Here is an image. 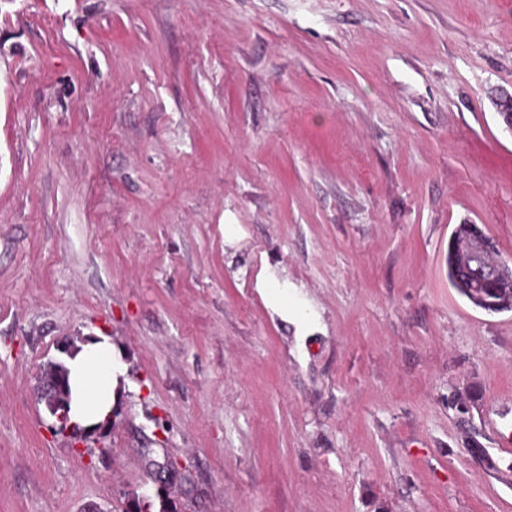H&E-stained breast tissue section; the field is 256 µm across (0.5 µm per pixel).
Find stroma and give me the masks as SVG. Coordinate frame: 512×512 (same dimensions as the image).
Returning a JSON list of instances; mask_svg holds the SVG:
<instances>
[{"instance_id": "obj_1", "label": "stroma", "mask_w": 512, "mask_h": 512, "mask_svg": "<svg viewBox=\"0 0 512 512\" xmlns=\"http://www.w3.org/2000/svg\"><path fill=\"white\" fill-rule=\"evenodd\" d=\"M501 90L512 0H0V512H512V312L447 265H512ZM476 232L480 231V235L488 242L491 246L492 253H489L483 257L482 262L486 265H491L495 262L492 254L495 253V246L493 240L484 233V231L477 226V224H469L468 222H463L462 224H457L451 234V237L448 241V280L457 290V292L464 297L469 303H471L474 307L480 308L489 313H499L503 311H512V284L506 283L503 284L499 280L492 284H487L480 282H474L471 280L470 283L465 282L467 278L466 274L460 272V268L457 265V255L452 250V238L455 237L456 240L460 238L468 237L472 234L473 230ZM461 277V279H460ZM470 285V287H469ZM470 288H482V292L487 296L489 300H497L499 301L500 306L492 308L483 306L480 304H476L473 302L472 295L470 292ZM66 370L69 371L71 424L85 430L105 426L108 422L104 420L116 404L119 386L125 381V370L115 359L111 337L83 336V340L75 342L65 363L53 362L46 374L58 377L67 373Z\"/></svg>"}]
</instances>
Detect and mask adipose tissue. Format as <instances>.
I'll use <instances>...</instances> for the list:
<instances>
[{
  "label": "adipose tissue",
  "instance_id": "obj_1",
  "mask_svg": "<svg viewBox=\"0 0 512 512\" xmlns=\"http://www.w3.org/2000/svg\"><path fill=\"white\" fill-rule=\"evenodd\" d=\"M65 364L69 371L71 424L85 430L102 424L125 379V370L114 356L111 337H84L75 343Z\"/></svg>",
  "mask_w": 512,
  "mask_h": 512
}]
</instances>
